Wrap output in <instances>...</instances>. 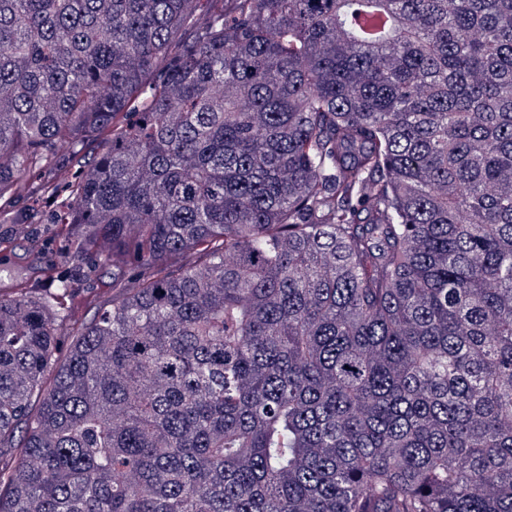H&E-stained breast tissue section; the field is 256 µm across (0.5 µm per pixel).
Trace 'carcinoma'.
Wrapping results in <instances>:
<instances>
[{
    "instance_id": "1",
    "label": "carcinoma",
    "mask_w": 512,
    "mask_h": 512,
    "mask_svg": "<svg viewBox=\"0 0 512 512\" xmlns=\"http://www.w3.org/2000/svg\"><path fill=\"white\" fill-rule=\"evenodd\" d=\"M0 512H512V0H0ZM0 221V256L6 259L15 271L41 285L43 270L55 269L61 274L72 275L79 288H95L90 298L79 310L81 322H89L95 307L112 298V266L89 259L77 262L73 254L75 245L58 236L54 224H10ZM90 268L91 281H83L81 270Z\"/></svg>"
}]
</instances>
